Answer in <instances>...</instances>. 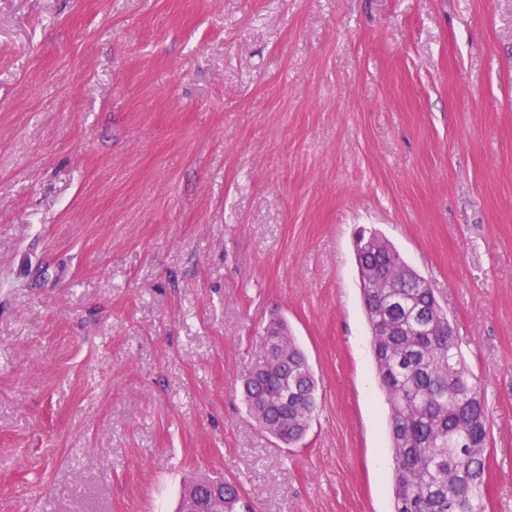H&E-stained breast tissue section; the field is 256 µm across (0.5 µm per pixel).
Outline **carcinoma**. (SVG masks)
Listing matches in <instances>:
<instances>
[{
    "label": "carcinoma",
    "mask_w": 512,
    "mask_h": 512,
    "mask_svg": "<svg viewBox=\"0 0 512 512\" xmlns=\"http://www.w3.org/2000/svg\"><path fill=\"white\" fill-rule=\"evenodd\" d=\"M378 234L355 244L375 371L389 408L393 512H486L488 413L481 384L458 354L453 328L426 279ZM264 356L241 376L245 402L260 429L299 442L318 408L317 381L282 321L271 323ZM224 486V512H253L237 488L212 478L186 486L181 500L209 498Z\"/></svg>",
    "instance_id": "obj_1"
}]
</instances>
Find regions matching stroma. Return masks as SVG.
I'll return each instance as SVG.
<instances>
[{
    "label": "stroma",
    "mask_w": 512,
    "mask_h": 512,
    "mask_svg": "<svg viewBox=\"0 0 512 512\" xmlns=\"http://www.w3.org/2000/svg\"><path fill=\"white\" fill-rule=\"evenodd\" d=\"M423 275L512 512V0H0V512H392L353 245ZM284 319L302 441L237 376ZM208 480L197 481L186 486L181 493V505L188 497L209 498L210 489L206 485L212 482H219L224 486V512H253L252 507L242 501L237 488L223 478H206Z\"/></svg>",
    "instance_id": "obj_1"
}]
</instances>
